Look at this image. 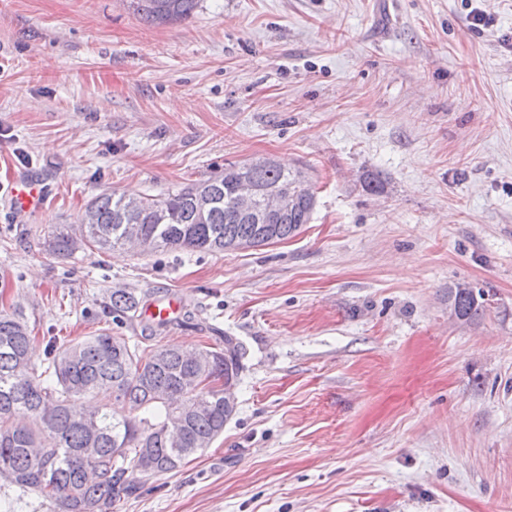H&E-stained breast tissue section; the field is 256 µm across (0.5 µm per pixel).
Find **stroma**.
Instances as JSON below:
<instances>
[{"mask_svg":"<svg viewBox=\"0 0 512 512\" xmlns=\"http://www.w3.org/2000/svg\"><path fill=\"white\" fill-rule=\"evenodd\" d=\"M259 157L316 188L288 240L43 246L104 191ZM23 179L42 207L14 209ZM457 280L490 295L477 325L448 316ZM115 289L194 312L159 345L226 334L248 359L223 436L112 512H512V0H200L163 26L0 0V304L127 336Z\"/></svg>","mask_w":512,"mask_h":512,"instance_id":"obj_1","label":"stroma"}]
</instances>
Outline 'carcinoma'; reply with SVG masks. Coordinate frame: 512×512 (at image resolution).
<instances>
[{
	"mask_svg": "<svg viewBox=\"0 0 512 512\" xmlns=\"http://www.w3.org/2000/svg\"><path fill=\"white\" fill-rule=\"evenodd\" d=\"M199 0H130L146 20L190 17ZM241 177L265 189L298 186L306 173L274 163L254 170L230 165L224 173L161 196L127 198L105 192L88 204L83 224L48 240L55 253L134 248L224 251L259 247L296 235L310 223L307 199L281 224L241 218L229 197ZM145 297L114 290L104 301L113 318H133ZM480 288L448 285V309L465 324L489 309ZM166 321H140V335L102 330L80 340H46L32 358L36 337L23 308L0 309V489L17 488L56 505L58 512H112L139 492L144 470L179 469L224 434L235 410L224 407L219 382L239 383L246 346L233 336L191 352L155 346Z\"/></svg>",
	"mask_w": 512,
	"mask_h": 512,
	"instance_id": "cac0c4a2",
	"label": "carcinoma"
}]
</instances>
